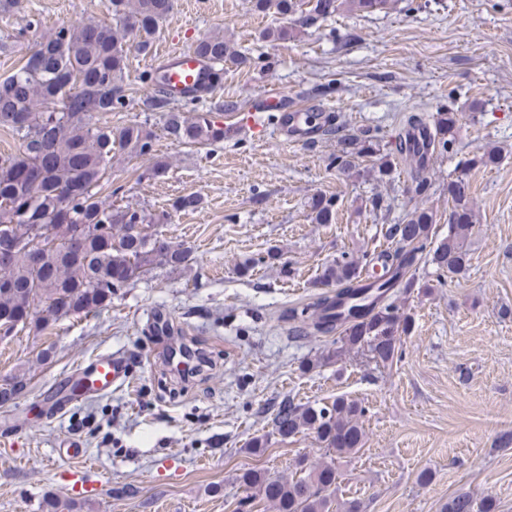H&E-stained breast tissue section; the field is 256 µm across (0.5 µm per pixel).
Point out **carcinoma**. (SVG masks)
I'll return each instance as SVG.
<instances>
[{
    "label": "carcinoma",
    "instance_id": "obj_1",
    "mask_svg": "<svg viewBox=\"0 0 512 512\" xmlns=\"http://www.w3.org/2000/svg\"><path fill=\"white\" fill-rule=\"evenodd\" d=\"M253 7L259 12L273 8L289 21L262 32L263 38L275 42L343 7L359 14L387 13L392 0H312L306 12L302 0H253ZM105 8L107 16L102 19L45 32L21 65L0 80V128L11 132L19 144L16 154L0 157V237L13 242L7 259H0V332L5 335L30 325L44 329L64 316L96 313L112 303L117 290L153 270H176L191 261L190 250L162 237L154 226L166 223L173 212L198 209L200 198L180 196L171 211L158 216L123 203L122 187H112V156L150 160L148 177L164 175L169 164L155 154L156 134L147 122L116 128L100 123L102 114L120 112L130 100L126 34L133 35L140 54H151L173 0H106ZM193 51L217 66L218 75L226 60L240 65L249 61L221 31L201 39ZM142 80L151 82L142 99L145 111L163 113V132L171 143L216 144L232 132V127L217 124L213 110L197 111L205 96L178 101L166 93L157 76L145 74ZM456 129L454 113H436L429 136L431 153L450 150ZM381 152L380 140L364 133L349 139L334 164L344 171L352 166L354 154L375 157L378 172L386 174L390 163ZM395 154L409 160L414 192L426 193L428 167L410 154L399 136ZM467 189L461 176L448 183V239L432 246L433 214L416 208L404 223L386 229L391 249L365 261L346 256L334 261L322 279L335 284L336 293L290 308L281 318L294 332L303 327L314 334L340 332L338 354L365 347L376 363H393L402 353L401 337L412 331L400 300L428 289L410 269L424 260L442 274L458 275L468 265L465 241L474 211ZM337 202L334 195L315 197L311 208L316 223H332ZM369 265H378L381 271L365 278L362 270ZM373 288L380 291V301L356 312L349 325L342 328L327 314L328 306L341 297ZM24 387L21 376L0 385V406L16 400ZM364 413L361 404L344 396L322 405L285 398L273 425L283 438L311 432L327 452L341 458L362 448ZM338 479L333 462L291 480L246 470L239 482L254 489L256 496L241 500L236 512H245L257 496L275 512H330ZM444 512H474V500L458 494Z\"/></svg>",
    "mask_w": 512,
    "mask_h": 512
}]
</instances>
